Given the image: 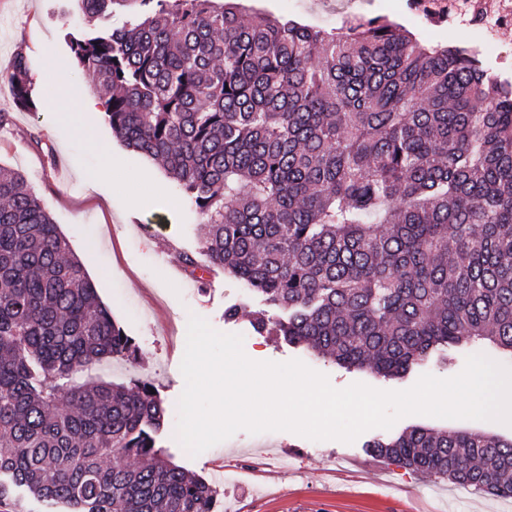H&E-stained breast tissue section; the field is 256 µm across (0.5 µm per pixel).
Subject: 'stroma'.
<instances>
[{"label":"stroma","instance_id":"stroma-1","mask_svg":"<svg viewBox=\"0 0 512 512\" xmlns=\"http://www.w3.org/2000/svg\"><path fill=\"white\" fill-rule=\"evenodd\" d=\"M404 0H240L239 10L288 17L299 23L331 29L337 13L385 15L426 45L473 46L463 25H418L403 8ZM67 0H0V165L24 174L29 185L82 261L103 304L137 348L136 361H114L99 372L117 383L142 379L153 383L165 407L176 411L183 390L180 364L190 315L205 318L217 331L244 338L248 357L266 361H303L342 389L361 382L382 390H405L422 373L449 378L464 367L468 353H454L451 364L428 360L406 377L384 380L367 371H348L301 348L253 331L247 314L224 319L232 304L248 302V291L221 273L200 284L178 262L184 251L197 249L195 208L176 182L150 158L113 137L103 117L92 119L91 136L77 133L67 121L50 124V88L41 77L58 58L71 55L69 33L81 20L68 14ZM29 67L35 108L18 109L9 76L16 55ZM119 169L111 182H87L106 155ZM126 195L144 202L130 211ZM466 420L413 415L392 429L375 428L354 442L312 441L291 432H237L229 439L190 456L175 435L161 444L174 462L221 491L224 512H512V498H501L417 473L372 454L369 441L388 439L412 426L466 429ZM477 429L512 438V426L480 421Z\"/></svg>","mask_w":512,"mask_h":512}]
</instances>
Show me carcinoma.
<instances>
[{
  "label": "carcinoma",
  "mask_w": 512,
  "mask_h": 512,
  "mask_svg": "<svg viewBox=\"0 0 512 512\" xmlns=\"http://www.w3.org/2000/svg\"><path fill=\"white\" fill-rule=\"evenodd\" d=\"M76 65L112 134L201 215L206 267L243 283L255 332L385 378L479 340L512 353V82L477 51L376 15L323 30L224 0H72ZM32 110L26 61L9 77ZM15 170L0 167V502L49 512H220L157 446L153 384ZM512 497V439L409 427L368 444Z\"/></svg>",
  "instance_id": "obj_1"
}]
</instances>
